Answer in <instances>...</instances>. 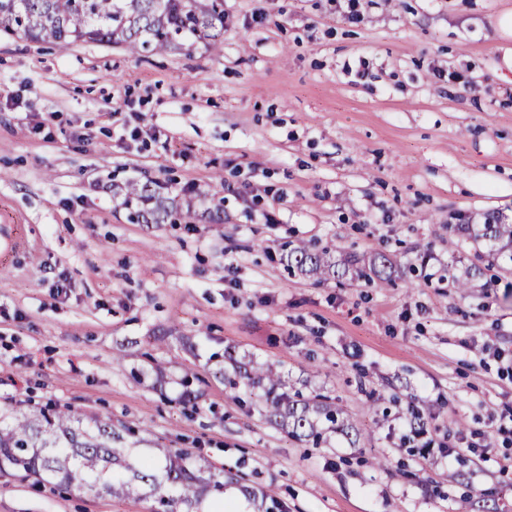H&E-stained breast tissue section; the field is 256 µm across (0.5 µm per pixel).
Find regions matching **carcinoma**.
Returning a JSON list of instances; mask_svg holds the SVG:
<instances>
[{
  "mask_svg": "<svg viewBox=\"0 0 512 512\" xmlns=\"http://www.w3.org/2000/svg\"><path fill=\"white\" fill-rule=\"evenodd\" d=\"M221 0H0V33L34 42H49L59 50L85 42L122 44L133 54L182 52L193 41L217 51L224 43ZM128 220L137 224H177L191 217L175 199L162 196L154 181L125 187ZM497 247L499 257L512 262V224L490 214L480 233ZM288 270L317 281L349 276L388 280L389 257L380 254L369 267L347 254L333 255L305 244L288 245ZM482 269L468 265L453 276L461 289L477 287ZM231 388L259 389L261 415L297 440L320 441L328 432L347 434L353 425L329 398L290 394L270 364H242L229 350ZM0 474L32 476L42 484L89 495L107 494L138 500L154 498V512H203L202 504L221 503L224 470L202 462L187 448H165L139 437L128 425L112 428L107 418H83L69 408H7L0 411Z\"/></svg>",
  "mask_w": 512,
  "mask_h": 512,
  "instance_id": "1",
  "label": "carcinoma"
}]
</instances>
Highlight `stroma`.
<instances>
[{
	"mask_svg": "<svg viewBox=\"0 0 512 512\" xmlns=\"http://www.w3.org/2000/svg\"><path fill=\"white\" fill-rule=\"evenodd\" d=\"M223 8L217 53L0 38V224L27 227L0 247V404L135 426L282 512H512V264L449 233L512 224V0ZM148 179L192 223L128 222L116 188ZM288 241L385 254L392 282L288 276ZM472 263L485 287L454 288ZM229 345L330 396L359 442L270 425L225 388ZM473 432L491 453L462 450ZM150 506L0 476V512Z\"/></svg>",
	"mask_w": 512,
	"mask_h": 512,
	"instance_id": "stroma-1",
	"label": "stroma"
}]
</instances>
